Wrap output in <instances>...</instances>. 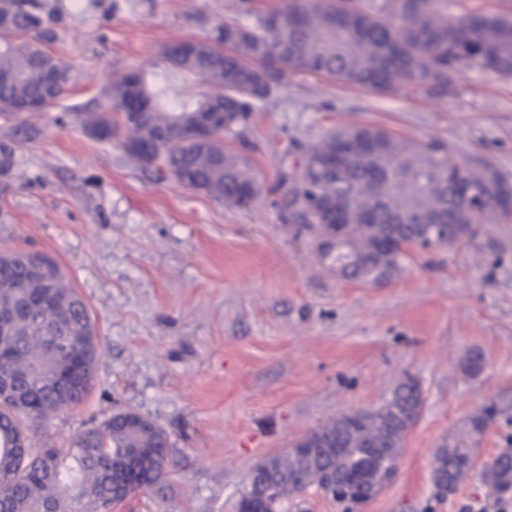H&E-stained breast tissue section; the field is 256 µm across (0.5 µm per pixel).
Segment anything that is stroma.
Masks as SVG:
<instances>
[{"label":"stroma","mask_w":512,"mask_h":512,"mask_svg":"<svg viewBox=\"0 0 512 512\" xmlns=\"http://www.w3.org/2000/svg\"><path fill=\"white\" fill-rule=\"evenodd\" d=\"M230 0H46L70 65L57 106L0 115L15 149L0 175V250L53 257L84 298L100 355L86 400L24 422L32 450L132 411L166 430L173 465L162 490L112 512H237L253 465L341 413L377 409L413 379L422 396L394 479L360 512H499L480 476L438 495L435 452L482 408L478 465L512 448V224L492 226L497 261L441 247L408 259L382 285L346 282L282 224L268 196L225 206L139 168L76 121L113 80L142 71L156 87L201 96L208 85L167 76L172 42L205 39ZM369 124L441 141L512 176V78L472 68L444 97L376 94L297 74L255 113L247 134L266 183L287 139L310 144ZM482 369L466 370L472 356Z\"/></svg>","instance_id":"35a3bbf8"}]
</instances>
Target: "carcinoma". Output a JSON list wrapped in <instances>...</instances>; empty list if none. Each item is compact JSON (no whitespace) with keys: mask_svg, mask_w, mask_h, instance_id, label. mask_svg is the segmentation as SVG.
Here are the masks:
<instances>
[{"mask_svg":"<svg viewBox=\"0 0 512 512\" xmlns=\"http://www.w3.org/2000/svg\"><path fill=\"white\" fill-rule=\"evenodd\" d=\"M244 24L225 16L189 51L161 58L171 74L205 81L211 93L162 103L163 89L152 90L145 76L129 72L112 82L100 111L78 117L100 141H116L142 169L202 190L228 207L247 208L245 193L267 192L280 220L296 236L318 243L338 208L344 227L331 267L338 277L363 284H383L399 276L412 257L421 225L434 219L448 225V248L478 246L472 225L485 233L492 223L512 220V177L491 161L468 165L454 160L442 142L420 143L377 126H347L313 144L289 140L292 165L264 187L262 173L245 155L224 144L226 136L247 142L253 112L296 73L333 78L354 88L393 93L405 87L433 97L448 94L459 74L471 67L512 77V14L463 0H283L260 9L254 0H233ZM44 0H0V112L19 115L16 105L41 98L54 105L70 81L71 68L46 50L48 30ZM359 147L338 158L340 142ZM372 212L371 222L362 221ZM381 239L393 246L371 262L363 256ZM34 271L18 252H3L0 311H18L27 301L51 293L37 315L14 319L3 333L0 372L22 376L23 396L36 401L35 416L47 418L60 408L81 403L93 380L68 389L58 379L69 370L64 354L46 350L42 337L66 336L77 345L96 336L82 297L67 284L59 265L38 254ZM421 401L415 382L399 383L390 401L374 412L342 413L307 434L311 448L277 458L257 471L240 498L266 492L273 507L301 496L311 481L364 466L359 433L366 427L382 436L381 453L397 463L406 433ZM494 408L469 421L468 439L446 445L434 462L452 493L471 474L477 437ZM15 403L0 404V512H97L127 496L116 474L137 472V486L158 488L171 464L167 432L149 421L132 431L122 414L75 435L66 448H47L20 460L9 447L17 427L28 417ZM345 450L336 457V441ZM495 470L492 493L499 503L512 501V448L487 464Z\"/></svg>","mask_w":512,"mask_h":512,"instance_id":"carcinoma-1","label":"carcinoma"}]
</instances>
